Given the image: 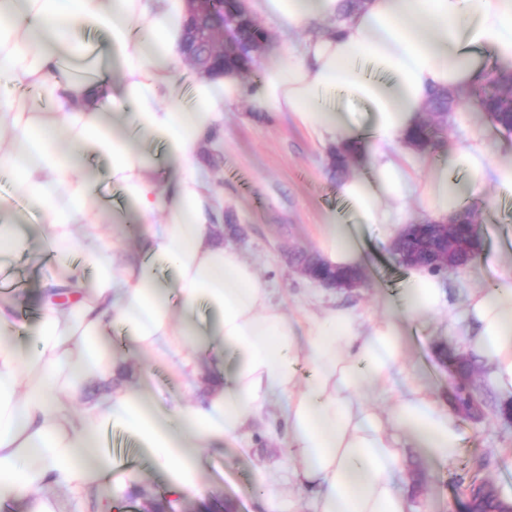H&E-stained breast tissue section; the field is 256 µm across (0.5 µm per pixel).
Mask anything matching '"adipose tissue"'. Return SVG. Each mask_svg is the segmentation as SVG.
<instances>
[{"mask_svg": "<svg viewBox=\"0 0 512 512\" xmlns=\"http://www.w3.org/2000/svg\"><path fill=\"white\" fill-rule=\"evenodd\" d=\"M282 31L306 33L297 55L269 61L254 92L237 71L194 78L182 92L184 0H0V172L40 212L16 223L0 199V275L36 250L55 275L39 286L40 315L21 335L25 296H0V504L62 512L61 497L90 512L102 494L118 500L140 484L137 465L106 448L108 431L134 441L164 478L168 512L201 494V451L248 439L282 408V458L265 471L266 512H289L288 490H312L313 512H411L401 488V441L447 465L466 431L410 365L404 327L442 312V275L409 269L397 302L363 319L338 307L299 320L273 300L270 282L224 243L222 206L194 158L228 106L250 96L256 109L291 112L324 142L368 151L371 174L339 188L358 223L399 237L386 201H403L411 176L398 146L430 91L464 90L492 54L512 70V0H369L341 32L328 31L341 0H253ZM88 27L107 44L74 37ZM371 113L358 133L332 103L335 93ZM133 112L110 116L116 100ZM106 163L122 200L111 224L78 168L84 150ZM512 191V164L492 161L486 131L448 145L419 187L433 218L460 212L486 175ZM131 210H124V203ZM137 226L133 254L118 225ZM321 258L339 268L364 254L341 217L328 215ZM483 258L496 281L471 289L461 330L468 353L512 398V266ZM70 294L60 302L53 289ZM167 366L192 394L182 400L147 381L123 380L105 348L107 329ZM391 395L389 407L372 393Z\"/></svg>", "mask_w": 512, "mask_h": 512, "instance_id": "ef3b65f1", "label": "adipose tissue"}]
</instances>
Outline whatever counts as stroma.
Masks as SVG:
<instances>
[{"label":"stroma","instance_id":"obj_1","mask_svg":"<svg viewBox=\"0 0 512 512\" xmlns=\"http://www.w3.org/2000/svg\"><path fill=\"white\" fill-rule=\"evenodd\" d=\"M197 160L225 213L244 230L235 247L264 278L276 283L275 300L288 316L302 318L335 306L351 307L367 316L376 311L379 291L402 288L404 268L368 227L357 232L366 260L360 288L349 292L322 288L285 261L283 251L289 246L315 252L328 211H336L346 224L354 222L339 194V182L329 176L328 146L294 114L260 112L249 97H242L225 112L223 127ZM475 204L485 242L512 235V194L501 193L495 179H487ZM492 277V271L478 261L451 274V313L438 315L427 328L407 334L410 360L441 398H450L453 383L439 352L460 345L449 332L451 321L463 317L468 291L488 284ZM108 343L122 347L130 381L145 373L152 387L187 395V388L173 380L164 366L126 346L122 333H110ZM481 399V415L462 419L468 446L447 468L427 461L419 449L404 448L406 461L421 471L419 487L405 490L414 512H466V487L475 477L490 481L504 498L512 497V420L499 413L501 401L494 391L482 389ZM253 434L246 452L230 442L218 451L202 450L201 483L206 495L188 498L185 512H206L207 505L217 500L229 512H263L254 484L260 472L278 461L280 450L268 426H256Z\"/></svg>","mask_w":512,"mask_h":512}]
</instances>
